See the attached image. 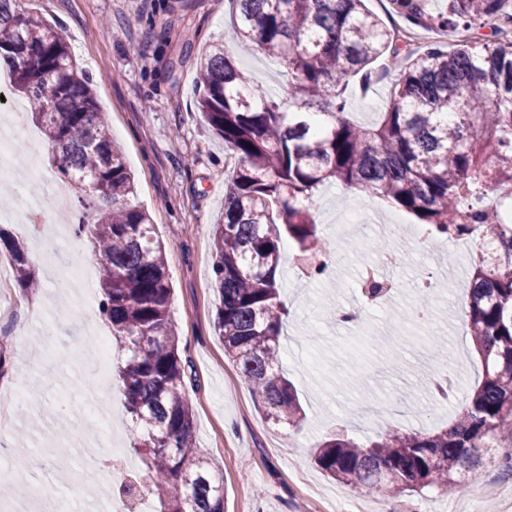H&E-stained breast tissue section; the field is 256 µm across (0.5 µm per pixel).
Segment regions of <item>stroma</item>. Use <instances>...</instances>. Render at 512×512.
Wrapping results in <instances>:
<instances>
[{"mask_svg": "<svg viewBox=\"0 0 512 512\" xmlns=\"http://www.w3.org/2000/svg\"><path fill=\"white\" fill-rule=\"evenodd\" d=\"M23 12L62 25L78 67L93 79L104 121L126 156L136 201L150 214L165 248L172 288L170 310L193 407L195 440L224 479V512H325L331 499L353 496L364 512H512V472L498 449L512 448V425L489 437L478 486L462 481L453 495L427 490L385 500L325 476L312 454L326 436L344 431L362 439L392 425L432 432L447 427L456 409L430 410L426 383L439 360L462 362L461 392L481 381L483 366L467 334L463 312L473 245L444 240L441 251L403 254L390 275L403 283L379 309H364L355 291L364 265L377 261L375 241L383 225L418 228V220L386 200L338 185L324 188L314 218L335 260L333 281L306 282L282 266L281 299L289 314L281 334L282 366L298 389L306 414L301 428L268 422L263 408L225 357L214 330L218 295L212 274V229L224 215V180L236 159L208 126L197 105V69L207 47L231 43L228 0H20ZM235 61L248 79L274 96L288 93L282 66L261 53ZM392 75L368 91L353 90L351 121L370 126L386 111ZM26 291L15 280L0 288V353L9 362L0 390L15 407L9 434L13 448L0 455V470L25 471L28 481L7 497L11 512H49L42 486L57 437L71 433V464L61 496L76 512H97L116 496L110 474L91 464L89 449L111 457L121 449L130 460V422L115 375L97 377L98 342L110 339L99 312L84 313L78 291L49 278ZM439 277L428 306L430 327L442 347L426 352L408 321L417 294L408 291L428 276ZM349 306L360 323L336 324L329 310Z\"/></svg>", "mask_w": 512, "mask_h": 512, "instance_id": "1", "label": "stroma"}]
</instances>
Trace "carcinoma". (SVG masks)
I'll use <instances>...</instances> for the list:
<instances>
[{"instance_id":"obj_1","label":"carcinoma","mask_w":512,"mask_h":512,"mask_svg":"<svg viewBox=\"0 0 512 512\" xmlns=\"http://www.w3.org/2000/svg\"><path fill=\"white\" fill-rule=\"evenodd\" d=\"M230 2L235 49L281 60L288 102L250 83L220 43L200 63L199 109L237 158L224 182V220L212 231L224 355L268 421L300 427L302 405L280 368L287 309L277 272L285 237L326 267L329 245L313 212L329 182L386 199L433 239L489 240L491 250L478 249L465 311L484 375L452 424L432 433L392 426L374 440L337 432L313 455L330 478L382 497L446 493L458 475L477 480L489 433L512 419V223L483 208L488 187L512 184V0H448L436 17L423 0H390L408 29L491 26L489 36L451 50L432 42L408 52L365 0ZM380 59L395 73L393 98L367 129L346 118V93L356 78L367 86ZM2 68L51 144L57 177L93 208L79 230L95 249L101 314L142 462V481L122 484V494L146 490L157 512H224L221 478L195 448L164 248L135 202L89 77L61 27L18 13V0H0ZM6 247L17 284L39 287L28 252Z\"/></svg>"}]
</instances>
